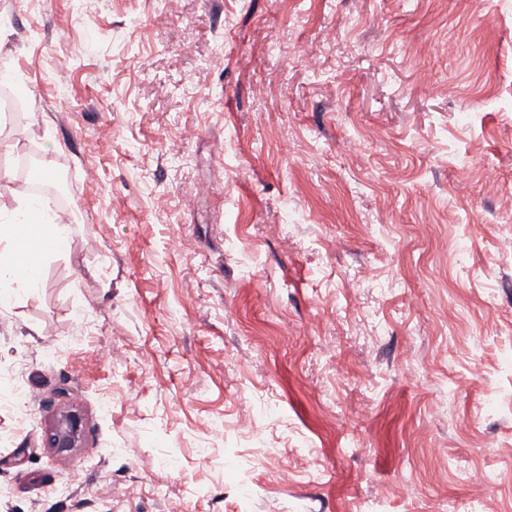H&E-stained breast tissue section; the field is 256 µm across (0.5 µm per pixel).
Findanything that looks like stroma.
Masks as SVG:
<instances>
[{"label":"stroma","instance_id":"35a3bbf8","mask_svg":"<svg viewBox=\"0 0 512 512\" xmlns=\"http://www.w3.org/2000/svg\"><path fill=\"white\" fill-rule=\"evenodd\" d=\"M0 19V194L77 215L0 290V512H512V0ZM41 241L46 242L44 247L50 246L52 247L47 249L49 252L53 253H64L69 248V234L66 224H53L52 227L44 232L41 236ZM49 241V242H47ZM84 434V421L75 410H60L47 432L46 442L49 448L59 453L70 452L73 448H81Z\"/></svg>","mask_w":512,"mask_h":512}]
</instances>
